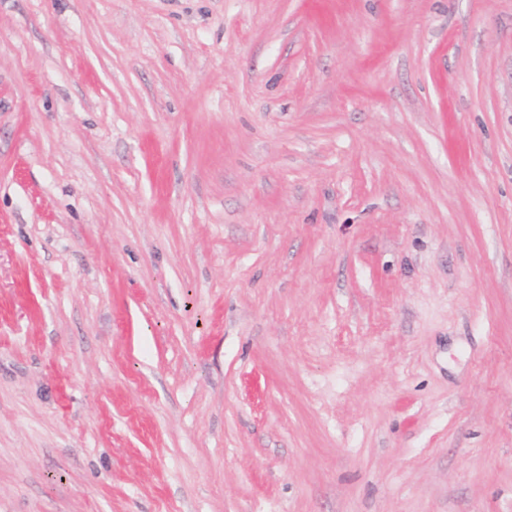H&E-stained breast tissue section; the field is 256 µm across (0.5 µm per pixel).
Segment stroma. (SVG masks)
<instances>
[{
  "mask_svg": "<svg viewBox=\"0 0 512 512\" xmlns=\"http://www.w3.org/2000/svg\"><path fill=\"white\" fill-rule=\"evenodd\" d=\"M0 512H512V0H0Z\"/></svg>",
  "mask_w": 512,
  "mask_h": 512,
  "instance_id": "1",
  "label": "stroma"
}]
</instances>
